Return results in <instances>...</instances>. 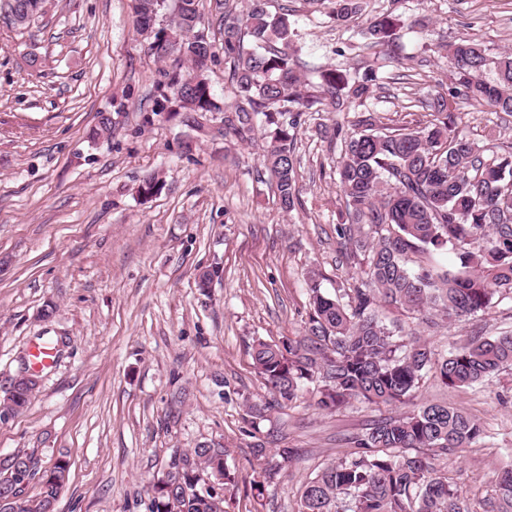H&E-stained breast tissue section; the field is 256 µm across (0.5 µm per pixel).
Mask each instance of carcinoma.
<instances>
[{
  "label": "carcinoma",
  "instance_id": "obj_1",
  "mask_svg": "<svg viewBox=\"0 0 512 512\" xmlns=\"http://www.w3.org/2000/svg\"><path fill=\"white\" fill-rule=\"evenodd\" d=\"M332 2L336 20L358 19V0ZM44 5L46 0H8L10 24L21 32L32 28L45 16ZM205 8V0H133L136 32L148 53L169 63L159 71L153 112L180 115L197 129L207 114L222 112L224 133L242 141L262 135V164L282 210L301 204L293 148L300 115L318 104L333 112L358 111L357 131L343 138L336 167L347 215L336 232L364 268L332 294L321 291L317 278L309 280L307 336L283 349L261 340L253 344V365L274 403L298 401L315 382L322 410L352 401L397 405L416 398L431 372L447 387L474 388L512 369L511 331L478 335L437 354L416 331L389 326L378 315L381 305H393L431 327L437 315L477 319L512 299V152L490 154L460 133L449 103L463 96L494 112L512 113V52L492 55L470 40L445 46L449 87L425 103L434 122L383 133L367 107L376 72L323 68L316 93L306 92L295 70L294 31L288 18L270 10L269 0H250L244 14L229 0H215L224 59L230 63L224 83L232 98L219 104L208 75L214 54ZM163 10L167 24L158 27ZM403 25L400 16L382 13L368 18L360 31L395 59V36ZM163 188L159 174L150 173L137 193L148 198ZM444 252L454 253L455 268L407 265L411 253ZM35 386L30 381L4 395L0 412L22 410ZM484 439L480 423L464 411L419 403L375 424L352 441L344 459L308 479L299 512H469L440 461ZM224 454L225 448L217 452L204 442L171 456L152 485L149 512H214V496L197 495L193 482L216 467L230 483ZM68 477L66 462L47 469L33 454L17 451L0 459V498H14L17 512H46ZM33 480L39 492L29 496L26 487ZM492 483L484 512H512V469Z\"/></svg>",
  "mask_w": 512,
  "mask_h": 512
}]
</instances>
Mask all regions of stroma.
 I'll return each mask as SVG.
<instances>
[{"label": "stroma", "instance_id": "35a3bbf8", "mask_svg": "<svg viewBox=\"0 0 512 512\" xmlns=\"http://www.w3.org/2000/svg\"><path fill=\"white\" fill-rule=\"evenodd\" d=\"M271 3L296 32L305 82L327 66L377 69L370 103L384 132L430 124L421 101L448 81L445 45L473 38L492 54L512 49V0H361L363 17L406 19L398 68L355 24L336 23L330 0ZM161 67L133 27L131 0H50L42 24L22 33L0 15V394L31 342L56 351L27 408L0 422V456L23 449L45 466L69 460L56 512H148L149 482L174 452L219 442L235 475L224 512H298L306 478L401 412L359 402L322 411L308 393L266 411L258 438L245 431L250 406L271 398L253 366L254 339L302 338L309 277L331 292L358 271L336 234L345 198L333 135L338 123L353 132L355 115L303 113L294 144L301 204L286 212L261 162L262 138L218 135L220 112L201 131L154 115ZM456 107L462 134L512 149V113L461 98ZM103 112L112 130L90 139ZM151 172L165 187L139 197ZM212 267L219 275L201 290L196 274ZM510 330L505 300L477 321H440L424 337L442 351ZM506 389L508 371L480 389L428 378L418 394L487 432L444 463L472 512L495 473L512 467V402L498 399ZM259 440L296 451L260 497Z\"/></svg>", "mask_w": 512, "mask_h": 512}]
</instances>
